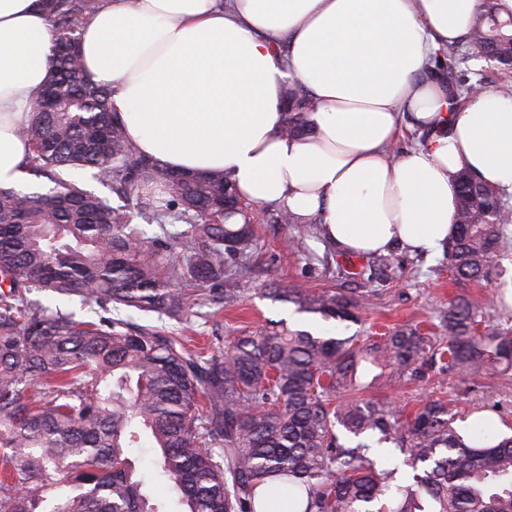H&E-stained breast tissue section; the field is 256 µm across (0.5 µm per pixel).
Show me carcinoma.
I'll return each mask as SVG.
<instances>
[{"mask_svg": "<svg viewBox=\"0 0 512 512\" xmlns=\"http://www.w3.org/2000/svg\"><path fill=\"white\" fill-rule=\"evenodd\" d=\"M56 31L50 77L21 130L29 168L47 192L0 187V512H169L144 488L128 449L150 438L153 463L180 512H512V437L484 428L469 440L441 399L401 419L380 399L358 396V368L380 369L387 387L437 362L456 373L512 367V329L479 331L476 304L448 306L446 343L413 327L378 340L270 324L249 336L215 332L191 350L183 337L121 309L191 315L221 327L238 304L242 262L256 248L252 224L229 223L241 198L224 173L168 171L141 155L114 120L111 90L84 74L80 27L99 0H45ZM462 47L442 52V77L469 89L468 60L512 71V15L484 0ZM309 93L299 85L283 131H305ZM106 173L114 207L72 179ZM498 193L457 177L448 262L455 280L481 282L509 222ZM145 215L162 234L133 223ZM178 217L187 229L170 232ZM289 248L307 250L321 227L285 210ZM48 292L95 308L96 320L30 298ZM274 302L326 321H347L362 301L334 288H270ZM392 443L411 468H379L369 445L347 446L336 427Z\"/></svg>", "mask_w": 512, "mask_h": 512, "instance_id": "carcinoma-1", "label": "carcinoma"}]
</instances>
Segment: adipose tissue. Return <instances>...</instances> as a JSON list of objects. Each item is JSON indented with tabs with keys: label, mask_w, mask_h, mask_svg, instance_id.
Instances as JSON below:
<instances>
[{
	"label": "adipose tissue",
	"mask_w": 512,
	"mask_h": 512,
	"mask_svg": "<svg viewBox=\"0 0 512 512\" xmlns=\"http://www.w3.org/2000/svg\"><path fill=\"white\" fill-rule=\"evenodd\" d=\"M481 0H100L81 26L87 74L139 153L226 173L241 198L320 224L340 252L443 251L455 177L512 196V98H455L434 56L465 42ZM54 31L40 0H0V186L45 84ZM310 92L307 131L282 132ZM420 143L393 154L403 132ZM309 93L298 85L292 92L291 102L286 109L283 131L286 134H300L305 131V112L308 110Z\"/></svg>",
	"instance_id": "ef3b65f1"
}]
</instances>
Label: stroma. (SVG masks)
<instances>
[{"mask_svg": "<svg viewBox=\"0 0 512 512\" xmlns=\"http://www.w3.org/2000/svg\"><path fill=\"white\" fill-rule=\"evenodd\" d=\"M250 211L257 247L240 277L241 306L224 312V335L248 334L269 321L282 319L293 329L326 330L341 336H376L388 328L409 324L442 337L446 334L442 318L448 301L459 293L478 303L483 329L512 328V305L498 301L500 294H512V237L504 241L494 259L491 281L458 283L444 254L428 257L396 248L389 252L388 264L373 267L368 259L340 255L318 239L309 240L308 252H292L284 244L282 226L269 219L273 206L254 204ZM296 285L339 288L363 297L364 303L354 320L326 321L296 312L293 304L274 302L262 294L266 288ZM361 383L364 398L386 399L401 414L415 410L422 400L442 398L453 401L462 413L483 406L487 415L512 427V370L460 375L436 365L392 388L373 384L367 373Z\"/></svg>", "mask_w": 512, "mask_h": 512, "instance_id": "stroma-1", "label": "stroma"}]
</instances>
